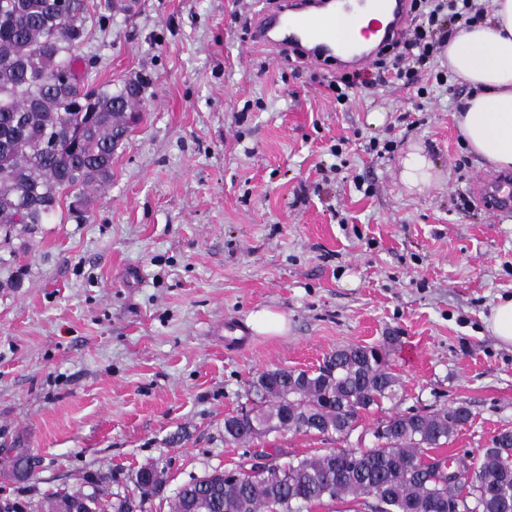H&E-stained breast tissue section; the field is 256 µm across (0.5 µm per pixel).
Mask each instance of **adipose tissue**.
I'll use <instances>...</instances> for the list:
<instances>
[{
  "mask_svg": "<svg viewBox=\"0 0 512 512\" xmlns=\"http://www.w3.org/2000/svg\"><path fill=\"white\" fill-rule=\"evenodd\" d=\"M445 56L471 90L456 116L468 152L512 169V0H489L484 21L451 39Z\"/></svg>",
  "mask_w": 512,
  "mask_h": 512,
  "instance_id": "1",
  "label": "adipose tissue"
}]
</instances>
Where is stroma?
I'll return each mask as SVG.
<instances>
[{"label": "stroma", "instance_id": "obj_1", "mask_svg": "<svg viewBox=\"0 0 512 512\" xmlns=\"http://www.w3.org/2000/svg\"><path fill=\"white\" fill-rule=\"evenodd\" d=\"M262 7L137 0L89 25L90 79L149 83L88 221L62 207L0 233V512L74 490L108 503L146 464L165 474L143 512H168L181 485L243 462L224 417L255 375L388 336L394 411L472 413L444 455L512 429V347L484 322L512 296V212L464 204L492 168L467 152L456 101L410 86L337 104L252 42ZM416 151L432 177L411 188ZM262 307L286 334L249 330ZM431 162L421 152L409 154L403 161L402 178L409 187H417L430 180Z\"/></svg>", "mask_w": 512, "mask_h": 512}]
</instances>
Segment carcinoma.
<instances>
[{"label":"carcinoma","mask_w":512,"mask_h":512,"mask_svg":"<svg viewBox=\"0 0 512 512\" xmlns=\"http://www.w3.org/2000/svg\"><path fill=\"white\" fill-rule=\"evenodd\" d=\"M91 18L88 0H0V228L45 224L70 199L87 219L91 194L112 180V155L141 104L146 80L114 90L77 66ZM399 379L380 347L349 344L314 369H268L252 379V406L224 417V443L250 447L288 430L338 441L363 411L397 395ZM471 418L464 405L391 413L371 430L374 443L328 448L278 462L254 451L227 482L214 470L182 485L169 512H303L325 498L342 512H512V431L495 434L476 457L431 455ZM140 501L164 483L155 464L132 478ZM137 512L117 494L105 506L77 491L50 497L41 512Z\"/></svg>","instance_id":"cac0c4a2"}]
</instances>
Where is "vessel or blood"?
<instances>
[{
    "instance_id": "1",
    "label": "vessel or blood",
    "mask_w": 512,
    "mask_h": 512,
    "mask_svg": "<svg viewBox=\"0 0 512 512\" xmlns=\"http://www.w3.org/2000/svg\"><path fill=\"white\" fill-rule=\"evenodd\" d=\"M367 0H281L277 11L259 14L253 40L271 49L278 57H296L312 65L333 61L346 70L366 66L367 54L354 53L348 42L337 39L336 20L352 17ZM409 0H382L380 18L363 28L364 37L380 36L382 42L398 38L409 22ZM476 201L491 210L512 209V176L486 177L472 186Z\"/></svg>"
}]
</instances>
